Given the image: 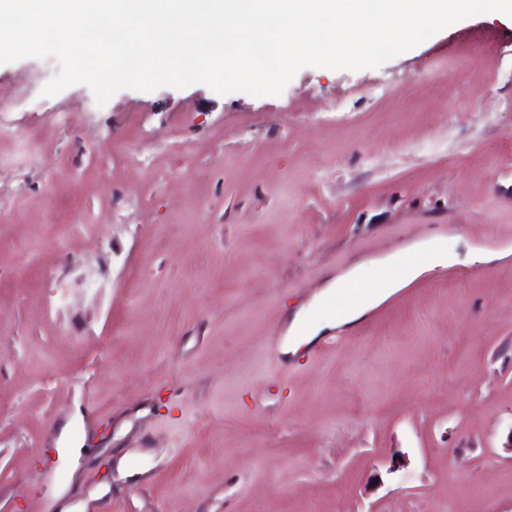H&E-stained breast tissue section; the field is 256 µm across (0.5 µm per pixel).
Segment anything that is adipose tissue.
Listing matches in <instances>:
<instances>
[{"label":"adipose tissue","instance_id":"1","mask_svg":"<svg viewBox=\"0 0 512 512\" xmlns=\"http://www.w3.org/2000/svg\"><path fill=\"white\" fill-rule=\"evenodd\" d=\"M457 261L456 253L448 249L447 240L435 238L383 255L377 263L379 275L374 281L365 279L364 266L360 263L335 274L324 288L312 296V305L325 306L353 289L358 292L354 303L338 308L317 321L310 320L306 310L295 312L283 331L279 347L281 354L295 355L302 346L311 344L321 334L352 328L370 310L402 288L435 269L454 265Z\"/></svg>","mask_w":512,"mask_h":512}]
</instances>
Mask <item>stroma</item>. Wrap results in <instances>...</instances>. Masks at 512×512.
Here are the masks:
<instances>
[{"instance_id": "obj_1", "label": "stroma", "mask_w": 512, "mask_h": 512, "mask_svg": "<svg viewBox=\"0 0 512 512\" xmlns=\"http://www.w3.org/2000/svg\"><path fill=\"white\" fill-rule=\"evenodd\" d=\"M0 64V512H512V23L277 96ZM435 269L284 357L329 273ZM83 454L69 472L58 439Z\"/></svg>"}]
</instances>
